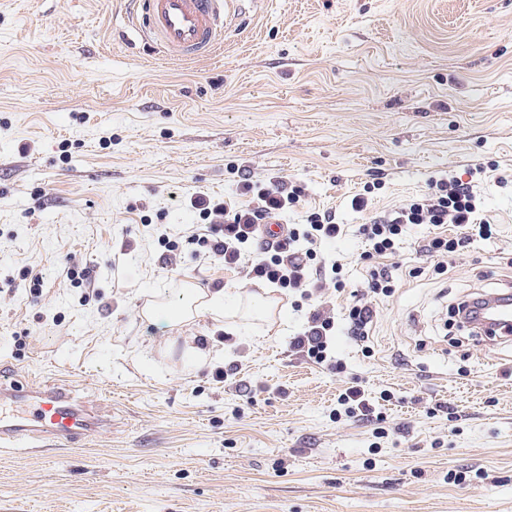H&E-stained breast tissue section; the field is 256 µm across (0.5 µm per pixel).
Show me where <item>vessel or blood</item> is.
Wrapping results in <instances>:
<instances>
[{"mask_svg": "<svg viewBox=\"0 0 512 512\" xmlns=\"http://www.w3.org/2000/svg\"><path fill=\"white\" fill-rule=\"evenodd\" d=\"M142 28L169 55L196 59L212 55L223 41L237 0H141ZM468 312L512 333V296L499 295L485 306L469 303ZM102 411L51 387L7 384L0 375V446L27 448L55 442L77 443L107 430Z\"/></svg>", "mask_w": 512, "mask_h": 512, "instance_id": "vessel-or-blood-1", "label": "vessel or blood"}]
</instances>
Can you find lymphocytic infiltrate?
Wrapping results in <instances>:
<instances>
[{"mask_svg":"<svg viewBox=\"0 0 512 512\" xmlns=\"http://www.w3.org/2000/svg\"><path fill=\"white\" fill-rule=\"evenodd\" d=\"M299 200L298 190L279 185L257 188L253 206L245 209L213 206L205 198H198L195 206L207 225L195 240L211 253L223 257L229 266L238 265L242 257H250L253 277L310 295L322 294L325 288L338 284L340 268L334 263L330 268L314 270L310 262L316 257L318 246L342 234L344 227L336 223L334 215L311 214L308 223L289 230L283 239L272 244L257 236L258 225L279 219ZM477 210L478 199L471 183L451 177L436 181L434 193L401 207L395 214L378 216L360 225L359 232L371 254L382 257L395 253L409 225L428 224L434 226L436 232L426 240L423 249L430 257L445 260L467 247L473 238L492 237L491 224L477 220ZM445 224L461 227V234L440 233V226ZM334 326L330 310L318 308L311 313L305 331L293 339L292 345L315 362H325Z\"/></svg>","mask_w":512,"mask_h":512,"instance_id":"1","label":"lymphocytic infiltrate"}]
</instances>
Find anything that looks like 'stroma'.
Here are the masks:
<instances>
[{
	"mask_svg": "<svg viewBox=\"0 0 512 512\" xmlns=\"http://www.w3.org/2000/svg\"><path fill=\"white\" fill-rule=\"evenodd\" d=\"M448 175L495 238L440 274L423 224L365 259L352 198L390 211ZM247 179L301 189L285 224H343L326 300L339 322L372 308L365 341L337 329L315 363L292 346L314 302L280 287L234 330L204 314L175 342L144 316L187 284L264 288L192 239L191 197L244 208ZM378 266L398 287L375 298ZM505 290L512 0H245L193 61L138 35L133 0H0V363L112 419L76 448L0 449V512H512V338L453 314ZM188 336L223 358L190 360ZM351 387L375 419L337 417Z\"/></svg>",
	"mask_w": 512,
	"mask_h": 512,
	"instance_id": "1",
	"label": "stroma"
}]
</instances>
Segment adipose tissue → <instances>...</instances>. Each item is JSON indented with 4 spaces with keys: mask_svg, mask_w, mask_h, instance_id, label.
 I'll list each match as a JSON object with an SVG mask.
<instances>
[{
    "mask_svg": "<svg viewBox=\"0 0 512 512\" xmlns=\"http://www.w3.org/2000/svg\"><path fill=\"white\" fill-rule=\"evenodd\" d=\"M238 312V295L224 290L206 295L198 289L186 288L182 291V300L177 308H170L165 301L157 300L148 305L145 315L149 320L163 322L174 332L204 313L211 314L216 319H231L236 317Z\"/></svg>",
    "mask_w": 512,
    "mask_h": 512,
    "instance_id": "ef3b65f1",
    "label": "adipose tissue"
}]
</instances>
